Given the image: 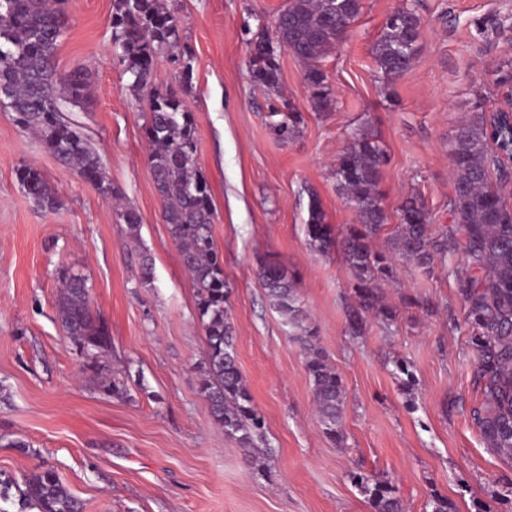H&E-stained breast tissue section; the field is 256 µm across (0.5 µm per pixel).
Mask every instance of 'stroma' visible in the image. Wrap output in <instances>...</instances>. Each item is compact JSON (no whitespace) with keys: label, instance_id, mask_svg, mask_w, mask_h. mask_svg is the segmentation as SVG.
Returning <instances> with one entry per match:
<instances>
[{"label":"stroma","instance_id":"obj_1","mask_svg":"<svg viewBox=\"0 0 512 512\" xmlns=\"http://www.w3.org/2000/svg\"><path fill=\"white\" fill-rule=\"evenodd\" d=\"M285 4L175 0L193 56L187 104L212 190L237 363L272 449L266 473L225 436L199 389L205 336L195 289L161 218L146 105L110 61L112 0H66L69 26L55 66L92 75L89 101L67 117L100 156L116 199L105 200L0 111V474L53 469L84 512H372L350 480L362 464L395 483L407 512H430L435 493L456 512L480 503L501 512L497 494L512 485V465L471 425L479 394L459 254L430 278L413 263L398 264L385 288L398 320L389 327L369 320L353 337L349 271L339 254L309 249L305 220L312 187L331 224L354 223L334 170L366 127L386 153L380 189L389 224L415 193L429 212L430 236L456 229L448 147L475 119V97L489 111L504 103L495 79L512 60V0H362L346 39L322 63L332 111L314 109L302 63L281 52L282 92L304 118L286 143L272 133L248 68L250 38L258 26L273 27ZM411 4L422 18L420 50L387 84L373 47L386 18ZM25 165L55 186L58 210L39 209L24 191L17 171ZM120 205L139 214L138 240L120 220ZM142 252L153 260L147 287ZM265 257L294 273L317 343L343 378V444L325 436L301 347L269 304L258 276ZM65 268L88 280L91 307L112 338L100 363L124 380L126 395L102 388L57 320ZM407 299L412 307H404ZM400 360L411 365L414 392L402 386Z\"/></svg>","mask_w":512,"mask_h":512}]
</instances>
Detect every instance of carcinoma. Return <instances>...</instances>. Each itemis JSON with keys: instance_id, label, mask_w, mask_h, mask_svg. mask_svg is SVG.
Instances as JSON below:
<instances>
[{"instance_id": "carcinoma-1", "label": "carcinoma", "mask_w": 512, "mask_h": 512, "mask_svg": "<svg viewBox=\"0 0 512 512\" xmlns=\"http://www.w3.org/2000/svg\"><path fill=\"white\" fill-rule=\"evenodd\" d=\"M62 0H0V111L13 113L22 129L40 136L45 148L63 164L78 168L102 196L112 197L97 153L80 131L62 116L65 105L79 106L90 95L89 73L59 72L54 59L68 18ZM362 0H289L287 13L275 18L273 35L264 25L251 39L249 71L254 86L270 100V127L284 143L299 132L303 116L283 99L280 90V49L291 52L304 67V83L314 107L333 109L327 75L321 61L342 40L345 28L357 20ZM112 46L135 96L150 89L146 134L148 163L161 215L178 245L183 265L197 296V317L206 336L200 367V392L224 435L253 451L250 463L271 453L264 420L237 365L235 329L228 317L230 291L213 235L214 210L210 185L197 159V131L185 97L193 87V66L181 49L180 18L171 0H112ZM417 10L404 8L386 19L373 47L382 79L392 83L412 65L419 53ZM180 66L181 91L153 88L157 55ZM512 149V131L487 127V119L459 127L449 146L453 196L449 204L460 223L461 237L428 233L429 215L421 198L412 194L400 208L399 222L386 246L377 249L387 220L380 191L385 153L380 141L362 131L356 134L336 163V187L354 211L353 224H331L319 195L307 189L305 233L311 250L342 254L350 273L347 330L363 335L368 319L391 326L399 316L381 285L395 279L396 263L412 261L427 275L450 251L461 254L465 278L459 292L471 329L470 346L476 357L473 380L480 391L470 418L486 447L512 462V208L490 182L498 164L492 145ZM21 185L46 211L61 204L57 190L31 166L18 170ZM258 275L272 305L295 329L312 383L315 408L324 433L343 442L342 421L346 390L330 366L306 322L295 294L296 282L277 261L264 259ZM87 279L64 272L56 300L57 318L70 340L97 364L111 345L108 329L94 315ZM352 482L374 512H405L397 487L384 476L362 470ZM16 489L19 512H83V503L70 493L56 472L37 468L22 480L0 479V502Z\"/></svg>"}]
</instances>
